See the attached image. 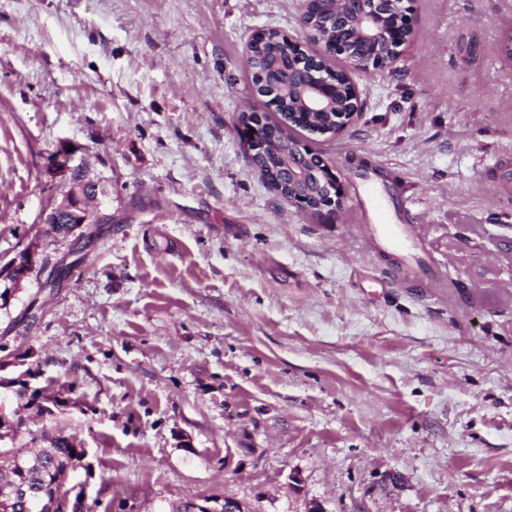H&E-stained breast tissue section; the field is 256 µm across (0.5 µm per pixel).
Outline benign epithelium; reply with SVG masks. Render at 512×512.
I'll return each instance as SVG.
<instances>
[{
  "instance_id": "7a95c632",
  "label": "benign epithelium",
  "mask_w": 512,
  "mask_h": 512,
  "mask_svg": "<svg viewBox=\"0 0 512 512\" xmlns=\"http://www.w3.org/2000/svg\"><path fill=\"white\" fill-rule=\"evenodd\" d=\"M400 0H301L300 21L303 27H308V16L320 9H327L339 18L350 16L354 18L353 26L345 27V44L339 46L341 54L356 53L357 64L361 68L384 70L395 61L398 48L405 44L412 32L407 13H402L403 20L392 25L386 19L399 8ZM258 35H253L245 46V58L254 75V87L258 93L277 102V96L284 83L295 81L304 92L308 93L304 107L309 111H320L336 97L338 84L336 79L329 76L325 69L316 62L308 59L301 44L290 38L286 39L283 51L274 57L258 59L254 55L255 41ZM349 100L353 107L336 116V132H342L346 126L356 120L360 113L359 95L352 82H347ZM263 122L249 119L243 121V136L245 137L250 157L277 153L281 143L275 137L262 130ZM309 149L301 141H288L287 157L281 167L273 172L274 181L295 189L293 195L286 200L308 209L307 201L314 195L320 200V207L340 208L343 192L336 176L325 163L313 165L305 163ZM84 182L77 180L65 193L62 200L55 204L46 214V224H73L80 228L85 224H101L104 216L86 208ZM38 247L32 245L24 252V256L12 261L8 270L22 281L34 266L35 258L39 255ZM77 486L62 485L55 494L53 501L48 504L51 512H79L84 508L85 494L73 495ZM198 512H245L244 505L234 499L222 501L224 508L214 506V501L202 498L192 500Z\"/></svg>"
}]
</instances>
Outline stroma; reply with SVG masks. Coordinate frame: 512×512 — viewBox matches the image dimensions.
<instances>
[{
	"label": "stroma",
	"instance_id": "obj_1",
	"mask_svg": "<svg viewBox=\"0 0 512 512\" xmlns=\"http://www.w3.org/2000/svg\"><path fill=\"white\" fill-rule=\"evenodd\" d=\"M412 34L352 72L360 117L298 139L343 188L288 203L250 162L274 123L245 45L316 56L300 0H0V267L74 179L108 224L45 249L0 308V377L62 390L14 443L76 435L91 512H512V0H403ZM417 217L446 284L391 281L363 176ZM255 121L249 119L243 121L242 133L250 152V158L279 152L282 144L276 140L275 136H270L261 129L264 123L262 119L258 123Z\"/></svg>",
	"mask_w": 512,
	"mask_h": 512
}]
</instances>
